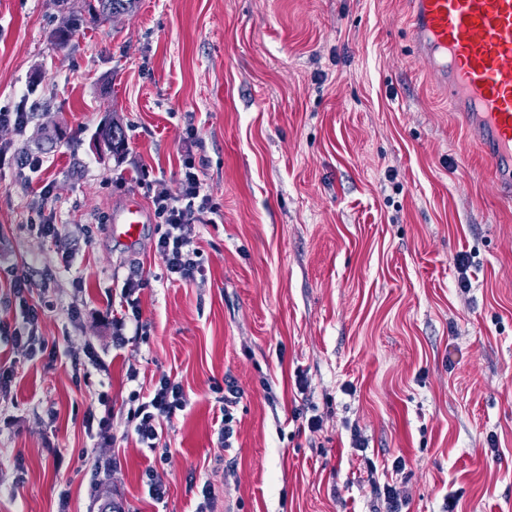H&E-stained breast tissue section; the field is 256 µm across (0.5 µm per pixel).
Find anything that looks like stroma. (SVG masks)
<instances>
[{
    "instance_id": "1",
    "label": "stroma",
    "mask_w": 512,
    "mask_h": 512,
    "mask_svg": "<svg viewBox=\"0 0 512 512\" xmlns=\"http://www.w3.org/2000/svg\"><path fill=\"white\" fill-rule=\"evenodd\" d=\"M406 9L136 0L85 14L60 48L55 0H0V107L36 108L0 143L45 153L61 232L81 243L62 261L33 229L40 198L1 170L0 324H13L11 282L25 274L30 302L53 304L41 338L92 346L107 365L30 361L0 337L14 367L0 512H97L101 483L123 512H194L205 487L212 512H376L387 482L405 512H512V201L440 100ZM113 118L129 142L118 159L93 142ZM189 124L223 205L201 231L204 274L143 289L149 330L119 349L109 317L125 279L162 268L154 223L133 242L110 231L127 200L152 206L119 178L144 167L175 183ZM55 125L63 138L43 143ZM163 374L190 400L162 425L164 455L126 435L131 390ZM219 387L238 393L227 450ZM102 395L118 437L106 452L85 427ZM150 468L163 500L147 494Z\"/></svg>"
}]
</instances>
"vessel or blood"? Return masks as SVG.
I'll return each instance as SVG.
<instances>
[{"label":"vessel or blood","mask_w":512,"mask_h":512,"mask_svg":"<svg viewBox=\"0 0 512 512\" xmlns=\"http://www.w3.org/2000/svg\"><path fill=\"white\" fill-rule=\"evenodd\" d=\"M406 21L418 56L512 195V0H408ZM144 217L129 201L112 230L135 238Z\"/></svg>","instance_id":"b4317fda"}]
</instances>
